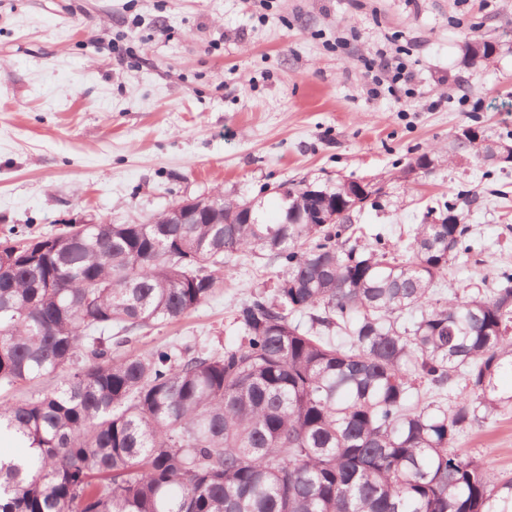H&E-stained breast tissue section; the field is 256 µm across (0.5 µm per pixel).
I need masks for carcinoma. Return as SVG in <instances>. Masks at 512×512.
Segmentation results:
<instances>
[{
  "label": "carcinoma",
  "mask_w": 512,
  "mask_h": 512,
  "mask_svg": "<svg viewBox=\"0 0 512 512\" xmlns=\"http://www.w3.org/2000/svg\"><path fill=\"white\" fill-rule=\"evenodd\" d=\"M495 53L464 44L473 63ZM285 195L275 222L237 223L217 192L196 224H85L3 250L0 432L29 452L0 458V512H512V479L456 448L512 372V273L490 297L441 294L472 249L452 204L397 254L358 247L348 216L290 219L301 190ZM246 252L279 271L274 294L235 306L237 344L125 353Z\"/></svg>",
  "instance_id": "obj_1"
}]
</instances>
